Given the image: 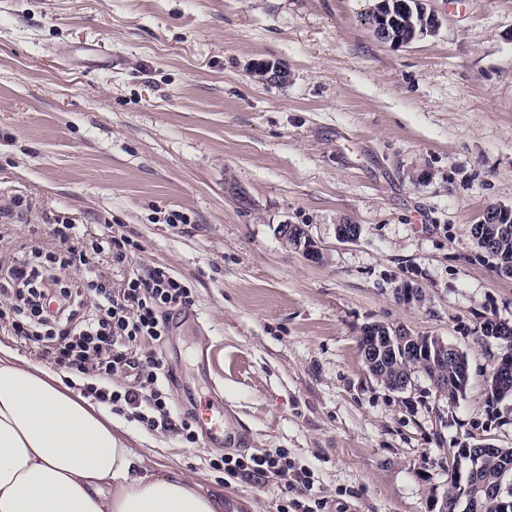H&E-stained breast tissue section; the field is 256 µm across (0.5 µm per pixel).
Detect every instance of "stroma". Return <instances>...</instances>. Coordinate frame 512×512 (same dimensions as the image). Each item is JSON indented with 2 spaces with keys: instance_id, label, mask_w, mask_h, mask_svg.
<instances>
[{
  "instance_id": "obj_1",
  "label": "stroma",
  "mask_w": 512,
  "mask_h": 512,
  "mask_svg": "<svg viewBox=\"0 0 512 512\" xmlns=\"http://www.w3.org/2000/svg\"><path fill=\"white\" fill-rule=\"evenodd\" d=\"M371 3L0 0V207L16 243L50 246L57 218L88 240L111 227L142 245L105 265L112 282L161 265L191 285L197 324L174 316L142 345L177 372L176 420L221 395L249 453L309 472L320 512H432L447 449L512 448V398L487 387L512 343L482 333L512 321V277L472 236L487 206H512V0H428L437 30L401 47L373 35ZM284 223L323 260L284 248ZM367 323L459 349L463 396L438 399L421 372L388 389L358 354ZM113 421L146 467L190 471L232 512H277L275 481L212 468L239 448ZM275 233L283 247L298 252L311 261L317 262L323 258L321 249L305 227L299 224H280Z\"/></svg>"
}]
</instances>
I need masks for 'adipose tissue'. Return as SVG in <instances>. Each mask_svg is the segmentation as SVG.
Returning a JSON list of instances; mask_svg holds the SVG:
<instances>
[{"instance_id":"adipose-tissue-1","label":"adipose tissue","mask_w":512,"mask_h":512,"mask_svg":"<svg viewBox=\"0 0 512 512\" xmlns=\"http://www.w3.org/2000/svg\"><path fill=\"white\" fill-rule=\"evenodd\" d=\"M112 410L0 346V512H222L186 471H153Z\"/></svg>"}]
</instances>
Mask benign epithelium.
I'll list each match as a JSON object with an SVG mask.
<instances>
[{"label":"benign epithelium","instance_id":"benign-epithelium-1","mask_svg":"<svg viewBox=\"0 0 512 512\" xmlns=\"http://www.w3.org/2000/svg\"><path fill=\"white\" fill-rule=\"evenodd\" d=\"M380 24L371 26L373 34L382 42L392 45L409 44L421 37L436 31L439 20L435 13L426 7V0H380ZM417 13L418 24L412 27L407 38H397L392 33V26L400 21V17L409 13ZM512 222V206L493 204L487 207L481 223L473 226V236L479 247L489 252L495 247L496 231H488L483 225L508 224ZM275 233L283 247L298 252L311 261L323 258L308 230L299 224H280ZM358 350L367 369L372 370L386 362H394L398 368L400 357L398 347L414 345L416 349L411 355L419 360H428L430 364L459 363L460 351L445 342L442 338L429 336L421 342L404 327H389L379 323L364 325L357 336ZM498 449L492 445L479 451L469 452L464 448L448 449V472L451 473V488L444 495L439 512H448L463 502L466 512H479L481 501L485 497L498 499L500 512H512V494L504 492L501 486L488 480H478L484 466L486 455L496 453Z\"/></svg>","mask_w":512,"mask_h":512}]
</instances>
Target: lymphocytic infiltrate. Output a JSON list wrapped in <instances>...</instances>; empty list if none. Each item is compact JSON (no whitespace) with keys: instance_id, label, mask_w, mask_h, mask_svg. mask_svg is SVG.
Returning a JSON list of instances; mask_svg holds the SVG:
<instances>
[{"instance_id":"1","label":"lymphocytic infiltrate","mask_w":512,"mask_h":512,"mask_svg":"<svg viewBox=\"0 0 512 512\" xmlns=\"http://www.w3.org/2000/svg\"><path fill=\"white\" fill-rule=\"evenodd\" d=\"M54 245L49 251L34 247L0 260V324L12 335L36 344L51 364L83 381L85 394L115 407H127L144 427L178 428L185 442L195 443L197 433L189 421L174 422L164 384V364L154 351H142V342H163L174 312L195 303L191 286L169 269L157 266L145 274L132 273L120 284L111 283L92 269L93 260L108 255L114 265H128L139 251L138 243L115 233L85 241L76 226L61 219L51 227ZM84 266L81 283L62 282L58 269ZM91 311H84L85 299ZM133 373L126 387L112 386L113 376ZM214 469L235 476L283 479L288 505L278 512H312L300 498L305 488L288 482L291 464L286 453H265L249 459L221 458Z\"/></svg>"}]
</instances>
